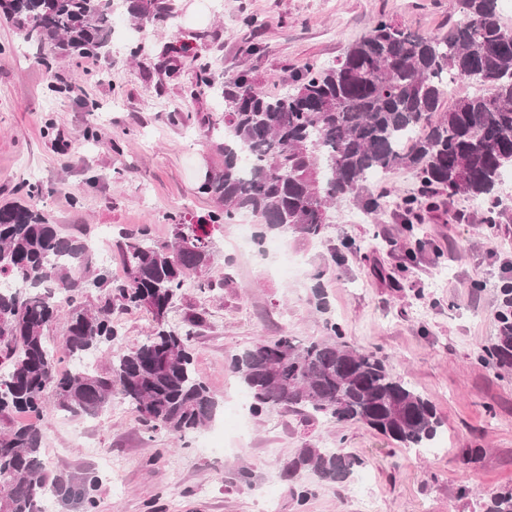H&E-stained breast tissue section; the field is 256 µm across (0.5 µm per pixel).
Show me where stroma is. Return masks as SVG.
<instances>
[{"label":"stroma","mask_w":512,"mask_h":512,"mask_svg":"<svg viewBox=\"0 0 512 512\" xmlns=\"http://www.w3.org/2000/svg\"><path fill=\"white\" fill-rule=\"evenodd\" d=\"M453 11V0H180L174 26L139 32L118 13L108 55L60 54L47 67L37 46L0 19V204L36 182L42 193L34 206L66 234L104 236L115 247L146 226L154 240H171L176 223H197L215 209L197 184L224 162L202 133L224 108L198 85L201 66L217 75L251 69L276 94L305 62L342 55L379 15L435 32ZM246 14L265 26L243 28ZM192 32L203 38L173 78L159 72L153 54L127 53L138 36L160 46ZM249 43L260 52L244 54ZM418 191L411 173L391 171L371 188L383 197L380 209L348 198L329 211L318 238L288 235L292 274L259 246L238 248L239 227L253 215L215 233L208 275L228 286L205 295L184 289L171 317L206 312L194 366L221 401L208 430L231 453L208 456L192 441L181 448L166 435L148 437L124 403L96 417L53 408L44 440L49 469L97 471L95 512H259L258 487L278 512H363L368 495L377 512H483L489 493L512 487V368L487 355L501 291L512 284V221L482 223L477 202L441 196L436 209L405 223L398 204ZM334 252L342 264L330 263ZM330 322L350 346L387 357L434 403L443 427L432 447L407 450L364 426L289 409L256 416L239 403L231 354L284 334L316 339ZM239 415L248 435L236 450ZM327 444L362 456L366 467L341 485L304 472L284 479L299 448ZM243 469L250 484L238 480ZM302 486L312 491L304 501L296 495Z\"/></svg>","instance_id":"35a3bbf8"}]
</instances>
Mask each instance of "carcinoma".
Listing matches in <instances>:
<instances>
[{
    "instance_id": "carcinoma-1",
    "label": "carcinoma",
    "mask_w": 512,
    "mask_h": 512,
    "mask_svg": "<svg viewBox=\"0 0 512 512\" xmlns=\"http://www.w3.org/2000/svg\"><path fill=\"white\" fill-rule=\"evenodd\" d=\"M128 18L142 29L159 28L178 14L176 0H124ZM498 0H454L457 19L448 30L425 33L381 16L343 55L328 64L309 62L288 88L270 95L251 71L215 82L210 68L198 82L224 101L223 123L211 122L222 166L206 171L198 192L218 206L197 224H177L159 242L143 228L119 245L121 280L93 259L88 241L65 237L31 206L0 207V472L10 483L0 512H41L40 500L92 512L99 479L83 469L52 472L44 459L49 404L97 416L121 398L146 430L187 441L212 422L220 401L193 365L194 313L170 321L187 284L202 293L228 285L206 276L215 259L208 226L233 224L242 212L259 219L258 243L270 234L315 238L328 209L359 198L368 210L380 197L363 195L374 176L396 168L412 173L422 197L465 196L485 203L482 221L498 224L507 208L496 197L512 168V28ZM114 0H0V16L24 41L65 55L98 54L112 42ZM160 69L179 72V56L165 45ZM452 75L481 89L443 109L441 81ZM253 157L244 172L241 154ZM143 309L154 325L146 340L114 353L117 309ZM64 321L55 349L47 335ZM328 336L300 343L292 336L260 341L230 356L229 368L260 415L293 409L307 418L358 424L405 449L424 448L441 432L433 402L395 373L389 361ZM108 356L105 370L59 369L58 354ZM489 356L512 366V312L500 314ZM24 413L17 422L13 416ZM366 465L345 448L307 446L289 460L288 472L310 471L322 484H343ZM485 512H512V489L496 492Z\"/></svg>"
}]
</instances>
